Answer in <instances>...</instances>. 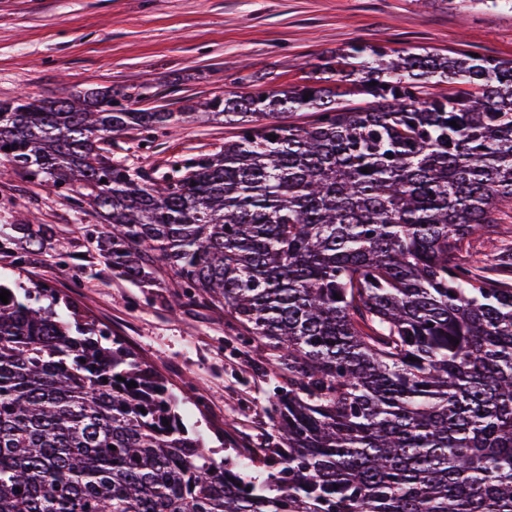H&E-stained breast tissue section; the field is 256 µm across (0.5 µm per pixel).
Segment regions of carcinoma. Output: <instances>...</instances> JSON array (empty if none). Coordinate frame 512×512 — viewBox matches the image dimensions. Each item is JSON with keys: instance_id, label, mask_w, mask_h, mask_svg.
Listing matches in <instances>:
<instances>
[{"instance_id": "1", "label": "carcinoma", "mask_w": 512, "mask_h": 512, "mask_svg": "<svg viewBox=\"0 0 512 512\" xmlns=\"http://www.w3.org/2000/svg\"><path fill=\"white\" fill-rule=\"evenodd\" d=\"M117 102L0 100V160L102 214L124 277L160 262L224 308L269 369L273 446L216 459L137 353L0 283V512H512V282L487 274L512 248L471 245L512 203V60L350 44L300 85L186 105L238 135L159 182L104 145L174 113ZM295 111L316 119L271 120Z\"/></svg>"}]
</instances>
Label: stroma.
<instances>
[{
	"label": "stroma",
	"instance_id": "1",
	"mask_svg": "<svg viewBox=\"0 0 512 512\" xmlns=\"http://www.w3.org/2000/svg\"><path fill=\"white\" fill-rule=\"evenodd\" d=\"M360 42L391 50L473 48L512 59V7L478 0H0V100L111 88L139 91L136 108L181 111L236 91V77L271 88L302 82L321 57ZM223 117L129 129L109 157L158 178L171 160L220 151ZM99 216L74 195L0 161V230L29 225L41 249L0 248V281H35L69 298L101 330L135 349L172 386L187 424L224 457L269 431L268 371L230 335L221 308L174 304L169 273L153 283L113 272L91 237Z\"/></svg>",
	"mask_w": 512,
	"mask_h": 512
}]
</instances>
